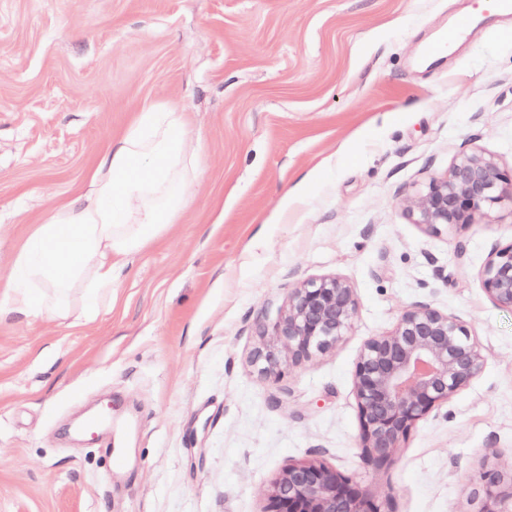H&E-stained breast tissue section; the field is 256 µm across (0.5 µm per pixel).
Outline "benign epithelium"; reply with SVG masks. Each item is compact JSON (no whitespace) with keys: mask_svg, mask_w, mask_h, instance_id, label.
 <instances>
[{"mask_svg":"<svg viewBox=\"0 0 512 512\" xmlns=\"http://www.w3.org/2000/svg\"><path fill=\"white\" fill-rule=\"evenodd\" d=\"M410 221L433 234L463 232L512 218V170L481 152L460 154L448 172L403 198ZM481 287L512 309V243L494 250L480 270ZM358 308L350 285L334 275L291 289L271 326L256 322L260 341L251 359L260 375L285 370L334 348ZM487 351L467 326L430 304L405 310L393 328L368 338L353 373L359 447L368 465L392 459L417 424L482 372ZM264 512H382L377 501L318 455L294 461L271 482ZM480 512H512V477H485Z\"/></svg>","mask_w":512,"mask_h":512,"instance_id":"obj_1","label":"benign epithelium"}]
</instances>
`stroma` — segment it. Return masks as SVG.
I'll return each mask as SVG.
<instances>
[{"label":"stroma","instance_id":"1","mask_svg":"<svg viewBox=\"0 0 512 512\" xmlns=\"http://www.w3.org/2000/svg\"><path fill=\"white\" fill-rule=\"evenodd\" d=\"M467 0H0V306L10 261L144 105L186 112L194 201L94 322L0 313V512H264L319 455L383 512H479L512 466V310L479 271L512 220L434 236L402 197L464 151L512 168V19L426 61ZM335 275L358 314L335 349L261 376L255 319ZM429 303L482 373L365 465L364 342ZM112 396L105 440L71 421ZM121 466H113V456Z\"/></svg>","mask_w":512,"mask_h":512}]
</instances>
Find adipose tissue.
Listing matches in <instances>:
<instances>
[{
    "label": "adipose tissue",
    "instance_id": "adipose-tissue-1",
    "mask_svg": "<svg viewBox=\"0 0 512 512\" xmlns=\"http://www.w3.org/2000/svg\"><path fill=\"white\" fill-rule=\"evenodd\" d=\"M198 176L185 113L145 107L13 257L0 284L10 312L95 321L133 258L189 209Z\"/></svg>",
    "mask_w": 512,
    "mask_h": 512
}]
</instances>
